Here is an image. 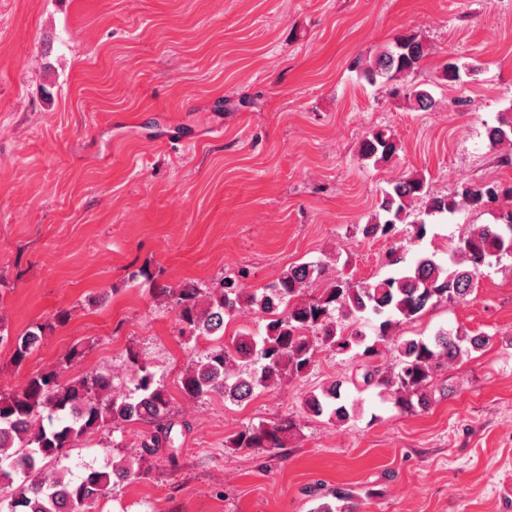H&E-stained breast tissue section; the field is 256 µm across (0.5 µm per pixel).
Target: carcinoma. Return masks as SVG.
Listing matches in <instances>:
<instances>
[{
  "instance_id": "1",
  "label": "carcinoma",
  "mask_w": 512,
  "mask_h": 512,
  "mask_svg": "<svg viewBox=\"0 0 512 512\" xmlns=\"http://www.w3.org/2000/svg\"><path fill=\"white\" fill-rule=\"evenodd\" d=\"M429 48L415 33L398 36L374 57L355 58L351 66L369 85L392 87L415 72L428 56ZM472 69L456 59L441 67V79L458 83ZM406 97L419 111H431L436 101L430 92L414 89ZM496 146L512 142V115L486 129ZM398 143L387 129L370 132L360 143L359 153L374 163L389 162ZM512 194L496 182L464 185L452 195L430 191L426 177L412 173L392 182L383 192L372 216L357 225L365 239L387 240L399 236L411 207L424 201V210L411 221L412 238L423 239L426 218L452 215L464 207L482 209ZM512 208L502 210L495 222L463 235L455 247L463 268L451 269L435 253L420 250L414 261L380 281H355L334 275L326 261L305 262L288 267L265 288L249 292L232 278L210 285L186 282L161 285L153 295L176 311L182 337L189 341L224 335L225 318L243 309L266 317L264 334L239 333L230 341L214 344L192 358L181 371L180 390L196 403L214 397L243 402L255 391L306 376L315 366L321 347L338 354L361 350V383L378 388V396L403 412L427 410L432 404L429 386L434 373L446 364L490 344L487 335L461 330H440L429 338H404L393 330L412 322L441 302L465 301L475 291V280L492 260L512 257ZM326 287L309 295L317 280ZM49 325L35 323L12 336L0 325V345L12 342L11 362L22 366L45 339ZM396 353L394 369L381 371L373 359L381 349ZM84 349L70 348L55 369L34 373L18 389L0 395V489L12 493L0 500L3 512H94L96 504L112 489L153 472L165 461L177 468V449L171 436L175 425L171 397L163 377L133 351L128 353L125 387L113 388L110 371H88L66 378L64 372L83 357ZM342 380L309 391L302 404L307 414L328 416L344 422L356 414L342 398ZM148 423L153 430L142 435L136 454L112 461L111 469H88L82 476L67 477L57 468L88 436L104 427ZM298 426L287 416L268 427L244 426L229 438L237 449H263L275 454ZM332 500L319 503L313 512H346L347 493L337 491Z\"/></svg>"
}]
</instances>
